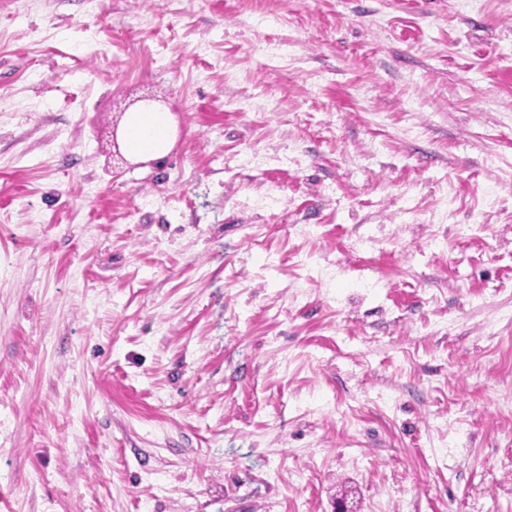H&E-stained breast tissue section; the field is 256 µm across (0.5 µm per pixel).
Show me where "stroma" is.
I'll list each match as a JSON object with an SVG mask.
<instances>
[{
    "instance_id": "35a3bbf8",
    "label": "stroma",
    "mask_w": 512,
    "mask_h": 512,
    "mask_svg": "<svg viewBox=\"0 0 512 512\" xmlns=\"http://www.w3.org/2000/svg\"><path fill=\"white\" fill-rule=\"evenodd\" d=\"M340 506L512 512V0H0V512ZM170 128L164 112H132L122 139L133 156L157 157L166 154Z\"/></svg>"
}]
</instances>
